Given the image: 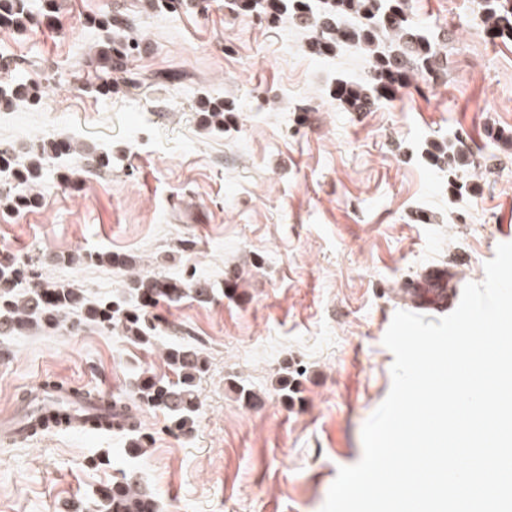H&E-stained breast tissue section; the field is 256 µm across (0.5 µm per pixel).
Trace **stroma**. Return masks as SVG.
Masks as SVG:
<instances>
[{
	"mask_svg": "<svg viewBox=\"0 0 512 512\" xmlns=\"http://www.w3.org/2000/svg\"><path fill=\"white\" fill-rule=\"evenodd\" d=\"M480 11L481 0H408L446 73L369 112L331 95L337 80H368L366 55L313 54L296 22L225 0L174 13L58 0L49 24L0 28V55L16 64L0 69V86L20 72L40 93L0 107V148L18 167L39 138L80 148L45 163L34 207L0 209V258L30 262L21 287L46 279L112 296L124 272L82 259L112 252L144 275L216 292L149 306L161 327L153 348L89 326L0 335V418L41 383L128 397L135 374H169L159 347L172 325L208 362L194 431L171 434L164 411L142 408L152 443L139 457L116 432L0 440V512H72L119 469L137 473L160 512H321L390 391L394 314L451 312L406 289L431 267L461 288L482 282L512 242V41L491 39ZM113 12L129 17L126 30L102 25ZM110 39L140 49L109 75L88 52ZM109 77L120 87L106 96ZM208 99L228 105L223 128L205 124ZM461 144L466 165L432 157ZM89 154L112 163L88 168Z\"/></svg>",
	"mask_w": 512,
	"mask_h": 512,
	"instance_id": "stroma-1",
	"label": "stroma"
}]
</instances>
